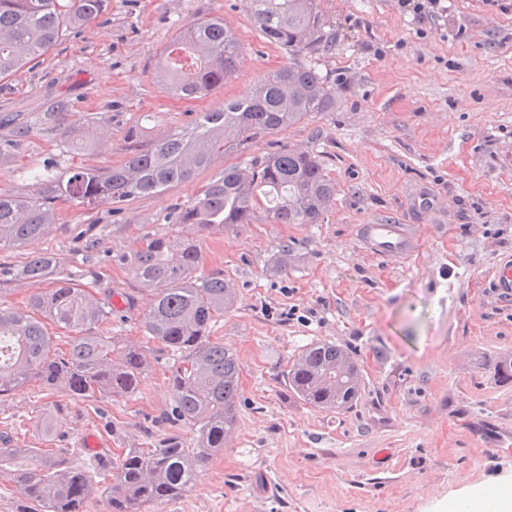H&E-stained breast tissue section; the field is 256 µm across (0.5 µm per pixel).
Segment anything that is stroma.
I'll return each mask as SVG.
<instances>
[{
	"label": "stroma",
	"instance_id": "35a3bbf8",
	"mask_svg": "<svg viewBox=\"0 0 512 512\" xmlns=\"http://www.w3.org/2000/svg\"><path fill=\"white\" fill-rule=\"evenodd\" d=\"M336 48L306 55L327 73L336 106L249 141L169 190L112 209L66 202L58 221L0 264L30 253L67 257V273L102 274L93 294L110 298L97 336L148 348L151 368L131 398L57 400L37 382L0 400V434L18 448H69L87 437L99 456L158 442L171 426L173 353L142 326L152 294L113 253L144 235L198 238L202 273H221L232 305L210 328L240 366L235 439L198 470L183 495L142 512H448L478 489L512 486V384L492 364L512 354V300L488 277L512 253V0H441L434 12L396 0H323ZM219 15L242 44L223 88L196 101L169 94L154 67L167 42ZM265 43L249 0H107L91 24L68 29L44 56L0 81V141L17 125L32 133L0 156V190L28 193L32 175L107 167L125 157L126 126L149 136L191 124L197 113L248 92L287 65ZM69 129L94 144L64 143ZM285 148L311 152L336 182L317 224H278L266 209L234 229L198 233L169 224L225 167ZM433 207L419 204L421 195ZM413 228L401 258L372 252L363 224ZM94 225L97 250L80 233ZM288 263L271 272L281 243ZM333 342L359 364L364 386L352 409L317 410L288 388L286 371L310 343ZM59 427L44 437L42 419Z\"/></svg>",
	"mask_w": 512,
	"mask_h": 512
}]
</instances>
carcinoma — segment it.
Segmentation results:
<instances>
[{"label":"carcinoma","instance_id":"obj_1","mask_svg":"<svg viewBox=\"0 0 512 512\" xmlns=\"http://www.w3.org/2000/svg\"><path fill=\"white\" fill-rule=\"evenodd\" d=\"M262 38L291 55H324L335 43L321 0H251ZM106 0H0V77H7L47 52L67 29L98 18ZM241 44L221 16L207 17L180 32L161 52L156 74L187 101L199 99L236 72ZM336 105L335 88L311 67L289 64L256 88L197 113L193 127L170 129L144 143L135 124L124 135L126 158L109 167L73 168L65 177L41 179L29 194L0 191V250L26 246L44 234L61 202L87 207L122 205L193 179L224 153L262 133L286 129ZM279 224H317L336 196V183L323 164L303 151L279 150L250 163L224 168L192 203L173 208L176 224L207 232L249 224L258 197ZM154 292L144 318L147 336L171 348L179 360L168 378L174 400L165 419L193 431L186 440L173 432L146 448H128L107 466L74 467L37 448H0V480L21 490L19 512H86L95 481H111L108 512H141L179 498L198 466L224 449L238 424V365L224 344L210 340V324L224 312L234 288L219 274L199 273L198 241L148 235L137 248L112 256ZM53 252H38L17 268L0 265V278L13 277L55 287L35 293L29 310L0 308V398L39 379L61 397L115 398L139 392L150 364L143 349L90 329L112 317V303L61 270ZM75 336L58 352L48 325ZM499 382L512 383V357L494 364ZM289 388L313 408L340 413L356 404L363 386L357 362L341 346L315 342L301 350L286 372Z\"/></svg>","mask_w":512,"mask_h":512}]
</instances>
